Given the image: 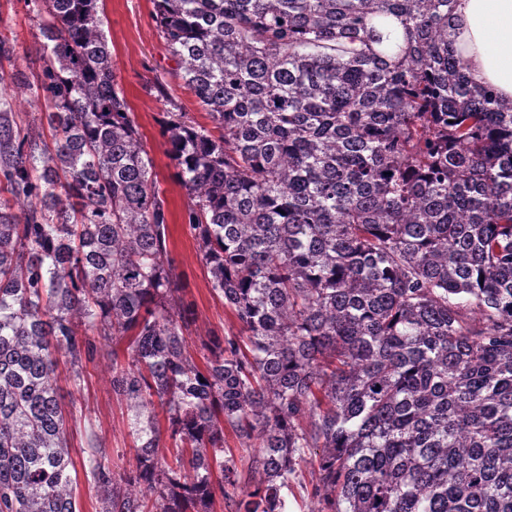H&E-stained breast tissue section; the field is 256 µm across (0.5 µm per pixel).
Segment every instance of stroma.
<instances>
[{
    "label": "stroma",
    "mask_w": 512,
    "mask_h": 512,
    "mask_svg": "<svg viewBox=\"0 0 512 512\" xmlns=\"http://www.w3.org/2000/svg\"><path fill=\"white\" fill-rule=\"evenodd\" d=\"M98 6L112 50L116 81L144 136L154 162L157 186L167 201L168 248L182 275L183 293L195 304L197 333L203 338L213 330H237L235 316L211 292L197 243L184 221L188 198L173 177L168 145L159 134V124L167 112L189 113L205 125L209 122L206 111L174 75L176 64L157 27L152 0H99ZM35 32L24 0H0V76L10 77L18 69L40 71L42 61ZM87 371L88 385L78 393L73 392L66 371L57 375L62 393H74L88 419L87 424L69 426L74 466H83L85 431L90 428L108 455L121 458L125 467H133L135 449L126 407L112 392L107 365L101 362L88 366Z\"/></svg>",
    "instance_id": "35a3bbf8"
}]
</instances>
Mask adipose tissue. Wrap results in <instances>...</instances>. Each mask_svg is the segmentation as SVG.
Masks as SVG:
<instances>
[{"label": "adipose tissue", "mask_w": 512, "mask_h": 512, "mask_svg": "<svg viewBox=\"0 0 512 512\" xmlns=\"http://www.w3.org/2000/svg\"><path fill=\"white\" fill-rule=\"evenodd\" d=\"M454 47L470 79L512 102V0H459Z\"/></svg>", "instance_id": "1"}]
</instances>
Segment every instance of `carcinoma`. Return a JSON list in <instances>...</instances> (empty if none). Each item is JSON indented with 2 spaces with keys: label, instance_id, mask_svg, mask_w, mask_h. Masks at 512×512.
<instances>
[{
  "label": "carcinoma",
  "instance_id": "carcinoma-1",
  "mask_svg": "<svg viewBox=\"0 0 512 512\" xmlns=\"http://www.w3.org/2000/svg\"><path fill=\"white\" fill-rule=\"evenodd\" d=\"M29 2L41 72L0 77V512H80L55 372L79 391L105 356L136 465L86 433L101 512L250 480L234 512H288L303 464L312 512H512V104L468 79L456 0H153L214 124L161 126L239 323L202 367L98 0Z\"/></svg>",
  "mask_w": 512,
  "mask_h": 512
}]
</instances>
